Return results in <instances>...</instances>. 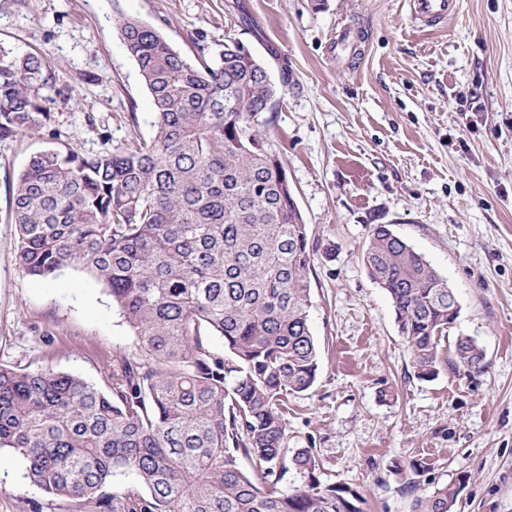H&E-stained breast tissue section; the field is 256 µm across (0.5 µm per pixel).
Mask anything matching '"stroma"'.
<instances>
[{
	"mask_svg": "<svg viewBox=\"0 0 512 512\" xmlns=\"http://www.w3.org/2000/svg\"><path fill=\"white\" fill-rule=\"evenodd\" d=\"M124 15L158 26L193 63L243 42L273 81H288L266 134L314 246L319 344L314 387L286 399L289 447L313 449L320 480L356 489L363 512H413L416 496L457 478L454 512H512V0H460L441 27L411 20L405 0H0V43L52 74L39 94L50 121L0 141L2 365L99 383L113 355L135 351L93 277L25 272L11 220L34 154L102 155L154 136ZM344 27L355 39L341 54ZM376 224L456 293L432 380L417 378L391 301L363 264ZM460 335L484 348L485 371L451 366ZM398 461L421 467L404 476ZM0 512L100 510L31 486L4 448Z\"/></svg>",
	"mask_w": 512,
	"mask_h": 512,
	"instance_id": "1",
	"label": "stroma"
}]
</instances>
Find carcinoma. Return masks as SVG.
I'll use <instances>...</instances> for the list:
<instances>
[{
  "mask_svg": "<svg viewBox=\"0 0 512 512\" xmlns=\"http://www.w3.org/2000/svg\"><path fill=\"white\" fill-rule=\"evenodd\" d=\"M120 32L155 135L94 157L35 154L12 215L25 271L94 277L136 351L112 358L104 388L0 365V449L22 457L32 486L109 512H363L358 492L321 482L312 449L288 448L285 397L311 390L319 370L307 225L257 134L288 81L266 77L241 41L194 66L155 25L124 18ZM50 79L39 57L0 44V139L50 120L38 97ZM363 263L418 378H433L460 311L448 280L388 224L373 225ZM453 364L479 372L484 350L462 336ZM286 460L307 478L290 493L278 488ZM457 494L451 481L416 498L414 512H452Z\"/></svg>",
  "mask_w": 512,
  "mask_h": 512,
  "instance_id": "cac0c4a2",
  "label": "carcinoma"
}]
</instances>
